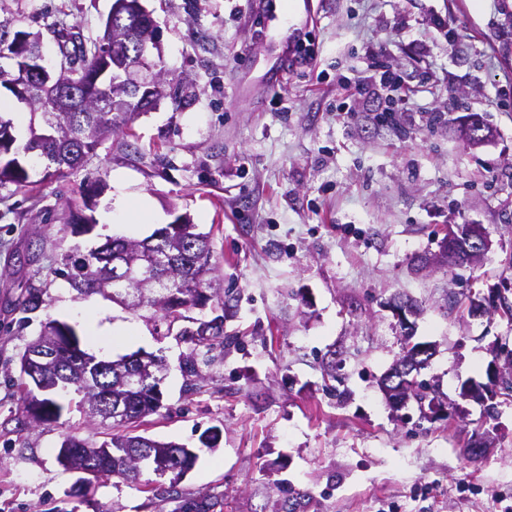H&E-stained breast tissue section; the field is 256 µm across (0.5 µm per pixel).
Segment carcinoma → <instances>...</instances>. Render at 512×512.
Segmentation results:
<instances>
[{
    "label": "carcinoma",
    "instance_id": "cac0c4a2",
    "mask_svg": "<svg viewBox=\"0 0 512 512\" xmlns=\"http://www.w3.org/2000/svg\"><path fill=\"white\" fill-rule=\"evenodd\" d=\"M154 22L146 9L130 15L123 24L124 39L116 49L108 50L105 38L87 39L78 32L63 28L58 31L60 58L69 69L70 89L63 90L58 80L47 73L31 75L26 95L18 94L11 83L15 72L22 71L31 56H43L38 38L22 40L19 46L4 43L0 38V88L28 105L31 116L45 125L58 127L62 135H30L26 143L15 146L11 121L0 119V184L10 182L19 188L33 186L27 170L33 157L44 158L55 171H76L86 158L110 136L124 132L134 116L156 105L158 98L145 87H134L129 105L123 111L112 109L113 80L121 73L101 67L104 55L111 52L123 57L126 65H141V36ZM103 185L88 188L81 196V205L70 210L68 226L75 234L92 229L93 218L84 214L92 210ZM153 260L150 274L142 271L145 258ZM124 264L123 280L116 285L113 261ZM61 264L72 286L81 294L112 292V301L127 309H147L161 324L170 325L186 318V312L202 303L209 306L212 317L197 318L191 328L179 336L191 353L211 352L215 345H227L235 337L224 333V313L230 296L212 287L217 271L213 262L210 233L198 230L190 222L169 224L143 239L123 236L110 237L98 247L78 249L64 254ZM42 306L41 294L33 289L18 302L20 312L27 314ZM49 344L53 358L44 364L28 363V354ZM167 370L165 360L152 353L135 352L108 362L81 348V339L74 326L51 319L42 324L38 336L31 340L18 359L17 387L23 416L31 421L57 419L66 408H76L89 418H104L103 409L121 403L122 412L111 415L112 434L99 444L74 436H66L58 459L72 457L82 469L98 482L112 478L141 485L151 491L150 483H140L145 469L162 478L151 462L169 460L180 470L169 476L175 487L197 460L196 452L174 442H160L134 434L132 429L144 418L162 407L160 384ZM224 506L223 501L210 495L188 500L183 512H212Z\"/></svg>",
    "mask_w": 512,
    "mask_h": 512
}]
</instances>
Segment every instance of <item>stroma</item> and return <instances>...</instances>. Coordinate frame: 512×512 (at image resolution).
Returning a JSON list of instances; mask_svg holds the SVG:
<instances>
[{
    "instance_id": "stroma-1",
    "label": "stroma",
    "mask_w": 512,
    "mask_h": 512,
    "mask_svg": "<svg viewBox=\"0 0 512 512\" xmlns=\"http://www.w3.org/2000/svg\"><path fill=\"white\" fill-rule=\"evenodd\" d=\"M113 0H0L13 29L40 33L57 58L59 25L95 39ZM159 26L163 66L186 99L160 100L132 120L131 136L103 142L73 174L30 176L36 192L0 187V512H180L184 501L222 497V512H279L286 488L307 492L304 512H504L512 505V399L493 419L463 399L486 382L496 349H512V320L472 318L469 291L502 288L512 300V0H312L315 57L277 79L284 30L266 0H142ZM452 17L442 34L432 15ZM408 83L404 118L370 122L340 111L347 84L376 62ZM446 109L431 127L422 111ZM479 113L495 135L467 146L457 109ZM100 182L92 232L66 225L81 185ZM149 199L155 224L129 219ZM188 216L210 233L219 278L236 299L225 333L237 341L191 388L187 351L166 326L57 275L62 254L107 237L142 239ZM480 224L483 265L428 268L447 227ZM35 243L36 257L16 255ZM44 304L21 323L28 285ZM398 293L420 307L414 339L435 347L422 377L449 415L416 401L391 408L380 381L401 352L388 309ZM91 306L108 335L81 346L112 360L143 350L168 371L162 407L142 435L194 448L219 434L177 487L152 492L114 478L94 493L57 455L65 435L101 442L106 425L78 412L18 428V354L53 317L76 323ZM494 439L477 460L475 433Z\"/></svg>"
}]
</instances>
